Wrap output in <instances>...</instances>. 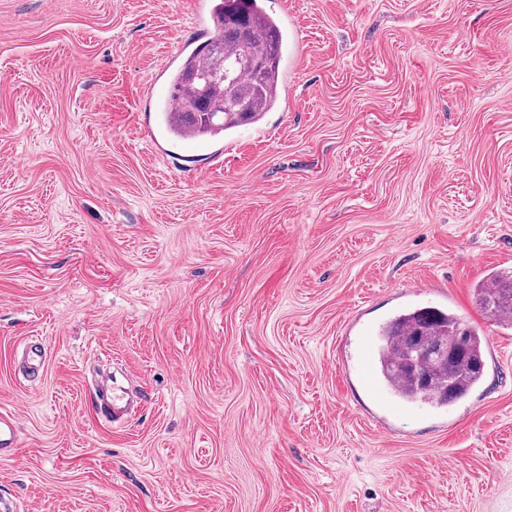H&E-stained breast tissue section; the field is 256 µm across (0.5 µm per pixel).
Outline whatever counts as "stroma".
I'll return each mask as SVG.
<instances>
[{
    "mask_svg": "<svg viewBox=\"0 0 512 512\" xmlns=\"http://www.w3.org/2000/svg\"><path fill=\"white\" fill-rule=\"evenodd\" d=\"M194 3L0 0V497L512 512V329L473 296L512 267V0H288L278 106L188 150L158 109ZM433 305L481 333V384L374 404L347 323ZM97 364L143 392L124 422ZM95 396L98 407L112 417V422L122 420L127 405L123 394H119L115 388H112V392H108L106 389L97 387ZM20 445L19 424L13 413H0V458L13 456Z\"/></svg>",
    "mask_w": 512,
    "mask_h": 512,
    "instance_id": "obj_1",
    "label": "stroma"
}]
</instances>
